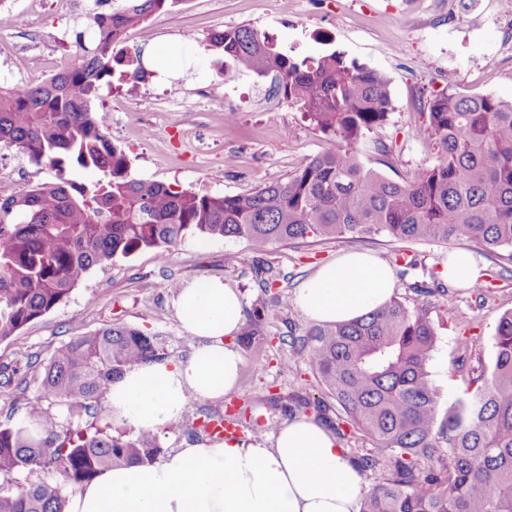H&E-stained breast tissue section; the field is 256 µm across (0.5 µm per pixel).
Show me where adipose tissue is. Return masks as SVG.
I'll use <instances>...</instances> for the list:
<instances>
[{
  "mask_svg": "<svg viewBox=\"0 0 512 512\" xmlns=\"http://www.w3.org/2000/svg\"><path fill=\"white\" fill-rule=\"evenodd\" d=\"M390 267L364 252L321 265L295 301L316 323H345L390 301ZM178 318L198 346L184 361L132 367L106 400L116 425L158 431L181 419L189 399L223 397L238 383L243 358L231 343L243 324L237 289L220 279L183 288ZM363 479L314 419L284 422L272 443L200 441L150 464L101 471L79 489L68 512H358Z\"/></svg>",
  "mask_w": 512,
  "mask_h": 512,
  "instance_id": "ef3b65f1",
  "label": "adipose tissue"
}]
</instances>
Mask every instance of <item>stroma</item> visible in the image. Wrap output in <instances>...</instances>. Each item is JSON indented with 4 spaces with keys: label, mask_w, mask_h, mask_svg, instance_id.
<instances>
[{
    "label": "stroma",
    "mask_w": 512,
    "mask_h": 512,
    "mask_svg": "<svg viewBox=\"0 0 512 512\" xmlns=\"http://www.w3.org/2000/svg\"><path fill=\"white\" fill-rule=\"evenodd\" d=\"M88 0H8L25 33L0 41V83L23 78L37 85L71 64L72 29ZM434 0H180L175 15L160 14L128 32L135 47L150 42L175 43L182 53L176 65L147 62L148 75L137 91L103 88L100 109L115 146L130 162L132 178L161 182L179 190L213 195L246 193L286 178L297 167L331 146L289 104L279 89L252 91L250 75L238 86L224 80L223 54L209 50L213 33L247 27L267 33L300 57L316 58L334 48L387 77L392 110L386 123L360 141L359 160L391 179L414 173L435 160L424 129L428 102L451 89L491 94L512 100V62L491 57L512 17L476 26L488 0H459L454 24L440 21L421 31L417 23ZM238 99L241 110L232 129H225V97ZM155 128L145 140L142 127ZM392 150L390 165L380 164V145ZM53 171L0 147V191L18 190L51 180ZM486 274L490 292L478 299L467 286L444 284L440 291L419 296L406 280L396 282L394 295L410 306H426L438 339L429 362L431 379L441 398L461 394L467 373L491 369L492 337L501 315L512 309V264L465 241ZM365 251L381 261L395 253L413 258L412 277L446 270L452 245L391 242L382 236L363 241L326 240L311 246L276 244L254 253L242 239H207L187 235L160 258L146 249L91 270L70 295L42 317L0 341V371L13 382L0 384V425L28 421L32 404L66 422L63 406L40 399L44 367L55 349L71 337L112 325H128L164 340L165 359H187L191 344L177 317L171 282L184 285L219 277L238 288L245 310H265L263 338L242 350L244 365L234 391L216 400L189 402L184 426L158 431L165 451L201 440L203 414L220 413L226 403L246 407L238 419V438L271 436L291 420L288 403L301 397L326 403L324 426L336 422L339 408L292 346V335H303L311 322L296 303L281 307L259 288L265 273L278 275L277 289L294 295L301 281L317 267L348 251ZM239 258L224 262L226 254Z\"/></svg>",
    "instance_id": "obj_1"
}]
</instances>
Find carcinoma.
Instances as JSON below:
<instances>
[{"label":"carcinoma","instance_id":"carcinoma-1","mask_svg":"<svg viewBox=\"0 0 512 512\" xmlns=\"http://www.w3.org/2000/svg\"><path fill=\"white\" fill-rule=\"evenodd\" d=\"M179 2L112 0L104 12V0H92L73 31L70 67L37 86L0 84V145L55 171L52 181L0 193V340L57 306L93 268L141 249L164 256L190 233L244 239L256 253L374 235L469 240L512 263V101L457 91L430 99L436 160L392 180L356 156L392 110L388 79L336 49L300 59L254 29L227 28L209 47L240 73H275L288 102L336 147L244 194L130 177L93 104L103 87L141 79L140 55L118 45ZM248 317L245 347L260 340L264 311ZM299 342L346 423L373 443L354 460L359 472L387 473L360 512H512V310L497 324L490 374L472 370L476 391L445 408L428 371L437 333L423 306L393 299L348 323L313 325ZM162 343L126 325L73 336L44 367L41 395L66 407L70 420L95 415L125 370L163 359ZM29 415L32 426L0 425V474L49 468L61 481L0 491V512H66L65 490L163 452L151 432L65 428L36 405Z\"/></svg>","mask_w":512,"mask_h":512}]
</instances>
